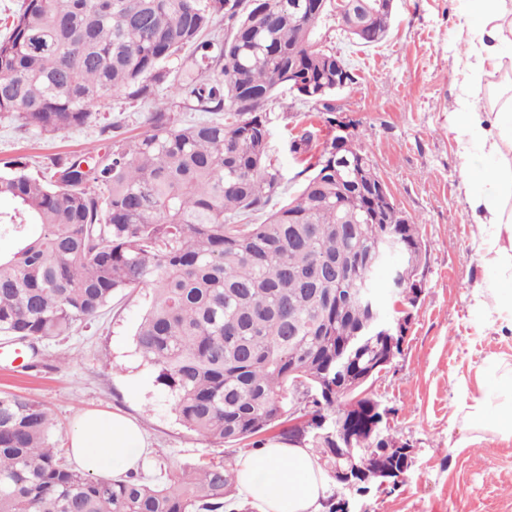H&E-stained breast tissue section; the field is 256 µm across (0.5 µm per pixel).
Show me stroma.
<instances>
[{"instance_id":"35a3bbf8","label":"stroma","mask_w":512,"mask_h":512,"mask_svg":"<svg viewBox=\"0 0 512 512\" xmlns=\"http://www.w3.org/2000/svg\"><path fill=\"white\" fill-rule=\"evenodd\" d=\"M468 6L469 0H393L387 37L369 47L341 36L331 9L315 29L316 40L340 52L356 76L335 93L332 105L352 122L354 144L371 158L398 207L419 224L427 248L424 294L402 353L373 387L382 404L393 408L387 425L412 445L414 463L394 492L374 490L355 499V512H512V439L486 433L469 443V431L454 419L461 399L457 382L474 381L487 359L512 357V333L499 332L472 305V290L491 287L494 275L478 251L466 162L457 132L448 128L462 91L485 111L493 109L486 91L497 70L487 69L479 84L466 82V58L478 36L460 24ZM168 103L163 87L146 102L115 97L87 124L53 138L0 114V165L18 159L38 176L49 174L58 156L89 148L106 154L112 140L103 126L117 121L123 135L137 134L146 113ZM268 110V154L282 176L269 203L274 209L300 189L296 174L305 161L291 149L295 136L310 130L318 151L332 133L286 91L276 92ZM151 295L150 287L140 288L113 300L69 337L40 342V368L23 369L11 348L0 347V392L44 404L54 420L56 447H67L79 411L122 413L146 431L154 448L143 470L148 479L225 452L180 424L136 350L134 332Z\"/></svg>"}]
</instances>
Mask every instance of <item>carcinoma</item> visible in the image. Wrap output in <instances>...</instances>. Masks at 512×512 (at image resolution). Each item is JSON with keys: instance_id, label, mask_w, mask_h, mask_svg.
<instances>
[{"instance_id": "obj_1", "label": "carcinoma", "mask_w": 512, "mask_h": 512, "mask_svg": "<svg viewBox=\"0 0 512 512\" xmlns=\"http://www.w3.org/2000/svg\"><path fill=\"white\" fill-rule=\"evenodd\" d=\"M332 0H25L0 36V113L41 135L82 126L110 96L147 101L167 82L165 64L190 51L191 68L169 84L170 105L147 113L134 139L111 152L56 157L53 178L11 161L0 169V335L37 344L95 317L113 298L144 286L152 301L135 345L178 420L210 441L257 448L288 414L289 387L306 386L313 455L331 478L336 458L391 462L400 439L363 435L338 448L324 435L341 416V366L401 353V339L359 332L369 310L355 294L373 277L356 259L376 256L398 235L409 260L423 252L419 228L400 212L375 218L379 176L350 161L360 149L331 138L298 194L268 213L281 176L268 163L274 92L288 88L317 112H333L336 79L350 66L313 41ZM230 34H208L218 15ZM389 9L353 32L357 44L385 39ZM311 89L305 96L288 77ZM217 119L187 126L175 110ZM363 419L380 401L368 394ZM47 408L0 393V512H224L235 495V462L188 465L166 482L129 473L93 476L50 444Z\"/></svg>"}]
</instances>
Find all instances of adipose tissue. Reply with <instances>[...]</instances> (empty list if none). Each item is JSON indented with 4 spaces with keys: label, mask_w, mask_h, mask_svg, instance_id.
<instances>
[{
    "label": "adipose tissue",
    "mask_w": 512,
    "mask_h": 512,
    "mask_svg": "<svg viewBox=\"0 0 512 512\" xmlns=\"http://www.w3.org/2000/svg\"><path fill=\"white\" fill-rule=\"evenodd\" d=\"M464 21L487 36L470 49L476 62L469 79L476 84L485 63L496 61L499 46L512 43V7L506 0H471ZM448 127L461 134L463 158L489 161L488 167L469 168L468 177L495 186L493 192L473 197L472 214L481 229L482 261L494 271L496 285L474 289L472 299L499 329L512 332V99L493 113L479 110L469 95H461L448 116ZM458 387L464 393L472 387L478 390L458 408L467 429L512 438V358L489 360L475 383L462 381ZM67 452L80 470L104 475L138 471L152 449L132 420L85 410L76 418ZM236 486L255 512H323L331 495L330 480L309 448L284 441L266 443L239 457Z\"/></svg>",
    "instance_id": "adipose-tissue-1"
}]
</instances>
